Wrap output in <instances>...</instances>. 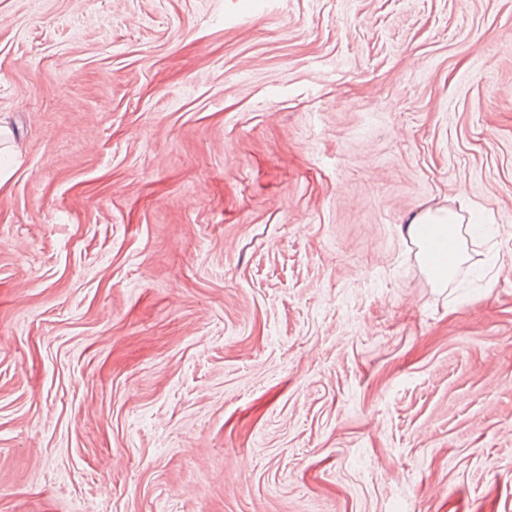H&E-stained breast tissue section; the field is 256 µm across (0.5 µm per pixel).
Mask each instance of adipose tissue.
<instances>
[{"mask_svg": "<svg viewBox=\"0 0 512 512\" xmlns=\"http://www.w3.org/2000/svg\"><path fill=\"white\" fill-rule=\"evenodd\" d=\"M459 216L445 209L426 211L406 228V234L418 247L417 257L426 268L438 267L452 272L460 262L461 253H449L448 240L458 238L455 226Z\"/></svg>", "mask_w": 512, "mask_h": 512, "instance_id": "obj_1", "label": "adipose tissue"}]
</instances>
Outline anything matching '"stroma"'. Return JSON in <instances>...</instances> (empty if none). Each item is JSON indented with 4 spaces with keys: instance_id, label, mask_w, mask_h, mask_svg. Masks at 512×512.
Wrapping results in <instances>:
<instances>
[{
    "instance_id": "35a3bbf8",
    "label": "stroma",
    "mask_w": 512,
    "mask_h": 512,
    "mask_svg": "<svg viewBox=\"0 0 512 512\" xmlns=\"http://www.w3.org/2000/svg\"><path fill=\"white\" fill-rule=\"evenodd\" d=\"M2 124L0 512H512V0H0ZM459 218L458 214L448 209L427 210L406 228L407 236L419 247L416 257L424 263L427 273L433 267L445 270L446 274L443 273V278L434 280L439 287L447 284L449 275L462 258V253L459 250L457 253L451 254L452 243L448 239V237L459 238L456 225H453L462 223L456 222ZM450 254L451 257L448 261Z\"/></svg>"
}]
</instances>
